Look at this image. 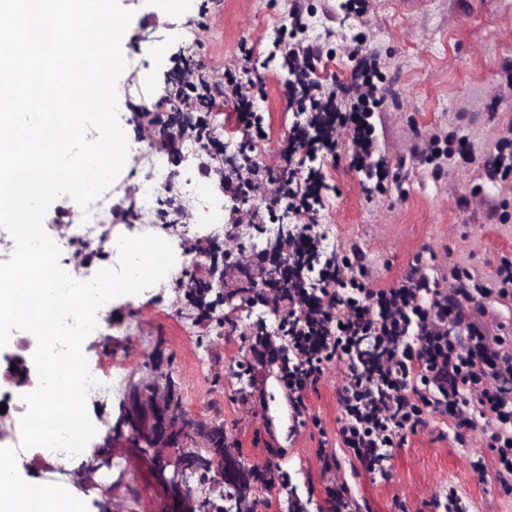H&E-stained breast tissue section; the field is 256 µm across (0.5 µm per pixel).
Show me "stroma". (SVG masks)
<instances>
[{
    "label": "stroma",
    "mask_w": 512,
    "mask_h": 512,
    "mask_svg": "<svg viewBox=\"0 0 512 512\" xmlns=\"http://www.w3.org/2000/svg\"><path fill=\"white\" fill-rule=\"evenodd\" d=\"M133 18L122 38L127 66L117 82L122 103L118 119L131 144L129 162L98 199L110 220L98 234L108 240L85 262L68 247L60 259L68 274L94 275L116 267L110 245L123 236H139L143 226L127 221L149 171L150 155L171 159L174 169L196 175L202 184L218 186L206 167V156L158 150L138 141L131 118L154 105L167 87V76L191 63L220 74L233 70L241 48L253 51L263 81L254 101L259 127L241 123L233 100L223 102V120L198 113L224 145L230 165L252 160L274 166L294 128L304 126L289 101V70L274 47L288 43L319 44L314 77L324 84L348 80L355 66L353 45H360L376 65L373 81L385 98L369 123L386 176L374 194H366L348 157L317 154L306 168L323 176V205L317 220L328 252L358 254L369 287L382 288L403 277L415 255L433 257L435 277L454 268L487 278L512 262V173L505 185L486 177L495 149L512 152L502 129L512 120V0H119ZM300 10L303 27L291 24ZM467 139L474 162L447 159L459 139ZM186 224L165 226L176 261L202 251L209 232L195 203H188ZM241 276L224 273V304L210 315L175 283L161 282L137 295L111 300L99 313L102 331L87 337L83 354L89 367L119 368L122 383L107 399L87 400L97 428L91 450L105 443L130 391L151 380L148 359L161 351L164 369L178 383L187 413L223 425L230 450L246 465L262 468L265 479L255 498L256 512H289L292 500L308 502L310 512H331L324 488L336 482L350 488L367 512H437L436 494L457 493L467 512H512V489L493 477L479 478L476 460L492 465L475 433L456 435L448 420L408 435L393 449L386 477L374 478L342 448L336 447L341 415L338 394L342 366L331 363L304 394L306 411L296 416L283 396L278 365L258 362L246 351L245 339L268 317L267 307L248 301ZM270 402L268 414L256 407V394ZM23 389L2 387L0 400L9 411L0 416V449L19 460V482L34 477L50 488L81 500L84 512H158L166 503L156 482L152 450L122 433L112 451L113 466L88 473L66 460L33 461L20 446L24 415ZM331 443L336 463L323 472L317 457L321 442ZM281 448L278 456L267 445Z\"/></svg>",
    "instance_id": "1"
}]
</instances>
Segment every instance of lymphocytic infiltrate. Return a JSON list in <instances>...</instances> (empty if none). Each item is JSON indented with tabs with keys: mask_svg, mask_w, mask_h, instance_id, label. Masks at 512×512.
Returning a JSON list of instances; mask_svg holds the SVG:
<instances>
[{
	"mask_svg": "<svg viewBox=\"0 0 512 512\" xmlns=\"http://www.w3.org/2000/svg\"><path fill=\"white\" fill-rule=\"evenodd\" d=\"M295 75L298 105H309L311 138L292 137L276 166H250L248 176H224L227 190L247 198L268 194V210L297 214L319 202L322 180L315 171L300 172L292 158L317 148L335 151L327 132L334 123L353 127L350 165L372 183L384 165L376 158L363 116L383 100L365 69L334 89L307 81L320 56L317 45L284 50ZM250 55H242L237 75L218 83L204 72L195 74L192 93H171L164 100L186 112L213 111L223 96L232 95L240 119L251 123V98L261 89ZM512 294V264L503 263L492 277L479 280L468 270L455 271L451 284L431 278L422 260L410 273L382 289L365 287L357 262L350 257H325L319 285L286 288L275 312L290 338L293 362L281 369V381L296 414H303V393L325 367L343 361L342 414L338 434L344 448L374 475H385L390 449L407 434L426 425V413L449 418L455 428L480 432L483 447L494 457L498 483L512 484V348L503 324L488 326L483 305L475 298Z\"/></svg>",
	"mask_w": 512,
	"mask_h": 512,
	"instance_id": "obj_1",
	"label": "lymphocytic infiltrate"
}]
</instances>
